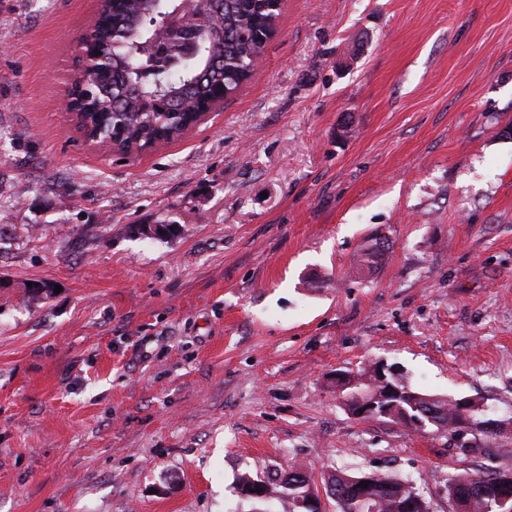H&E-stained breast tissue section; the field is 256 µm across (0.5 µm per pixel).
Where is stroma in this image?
Segmentation results:
<instances>
[{
    "instance_id": "1",
    "label": "stroma",
    "mask_w": 512,
    "mask_h": 512,
    "mask_svg": "<svg viewBox=\"0 0 512 512\" xmlns=\"http://www.w3.org/2000/svg\"><path fill=\"white\" fill-rule=\"evenodd\" d=\"M98 8L0 0V512H259L238 475L294 463L453 512L450 476L512 470L335 383L512 418V0H283L250 81L126 158L61 106ZM390 248V243L386 240L380 242L379 238L368 240L359 250L357 260L355 261V273L367 275L377 268L385 252ZM375 369L377 371V375L378 371H382V375H378V378L376 376V371L374 370L373 365L357 372L356 376L353 377V380L356 382V388L367 390L371 394L377 393L378 389L383 391L386 388H389L390 385L400 390H405L406 385H404L403 381L395 375L390 377L388 379L387 385H385L387 379L386 373H393L391 368L384 364H377L375 365Z\"/></svg>"
}]
</instances>
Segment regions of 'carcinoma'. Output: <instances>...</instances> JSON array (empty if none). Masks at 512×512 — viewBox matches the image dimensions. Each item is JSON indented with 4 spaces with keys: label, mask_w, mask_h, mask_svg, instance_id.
Here are the masks:
<instances>
[{
    "label": "carcinoma",
    "mask_w": 512,
    "mask_h": 512,
    "mask_svg": "<svg viewBox=\"0 0 512 512\" xmlns=\"http://www.w3.org/2000/svg\"><path fill=\"white\" fill-rule=\"evenodd\" d=\"M184 0H139L129 10L111 7L96 21L93 38L103 57L112 67V88L124 98L123 110L112 114V97L98 95L83 105L84 118L94 126L101 127L103 136H109L110 128L121 126L126 136L118 141L119 149L126 150L133 145L146 146L163 138L167 141L182 136L180 129L171 126L160 115L141 111L143 97L151 95L158 100L184 98L200 103L215 91L224 90L232 95L251 77V65L265 53L266 43L262 35L272 28L279 13L270 7V0H224V10L212 15L207 0H195L198 13L205 16L206 28L224 30V40L205 38L198 54L183 58L178 52L173 57L178 64L167 69L160 82L141 79L139 67L146 63L141 53L155 36L143 20L149 16L158 17L166 11L182 5ZM224 57V66L209 67L213 54ZM390 243L371 239L359 250L355 273L367 275L380 264ZM356 387L375 393L384 389L378 384L374 367L357 372L353 377ZM378 418L391 423L411 427V420L417 418L431 424L439 431L455 437L466 431L483 435H499L504 422L494 428L484 429L491 423L486 418V408L476 400L443 398L437 395L417 393L416 399H391L382 406ZM355 475L346 470L335 469L316 482L314 474L304 466L278 467L262 475L247 472L238 478L239 492L261 489V495L253 500L269 503L274 500L288 503V512H311L308 501L312 490L323 484L325 493H331L337 512H421L419 493L413 484L402 477L382 473L373 480L369 490L361 494L355 490ZM512 493V472L483 471L474 474L461 473L450 479L448 493L466 498L470 512H503L498 501L505 493Z\"/></svg>",
    "instance_id": "1"
}]
</instances>
